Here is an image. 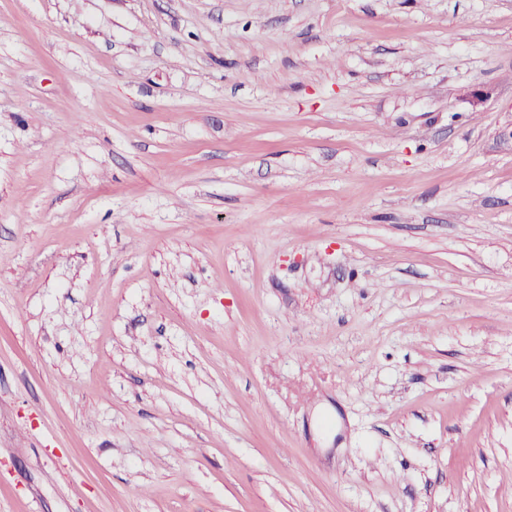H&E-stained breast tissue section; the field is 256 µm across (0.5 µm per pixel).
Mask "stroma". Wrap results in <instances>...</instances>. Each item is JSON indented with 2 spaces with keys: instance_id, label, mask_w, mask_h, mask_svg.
I'll use <instances>...</instances> for the list:
<instances>
[{
  "instance_id": "35a3bbf8",
  "label": "stroma",
  "mask_w": 512,
  "mask_h": 512,
  "mask_svg": "<svg viewBox=\"0 0 512 512\" xmlns=\"http://www.w3.org/2000/svg\"><path fill=\"white\" fill-rule=\"evenodd\" d=\"M0 512H512V0H0Z\"/></svg>"
}]
</instances>
